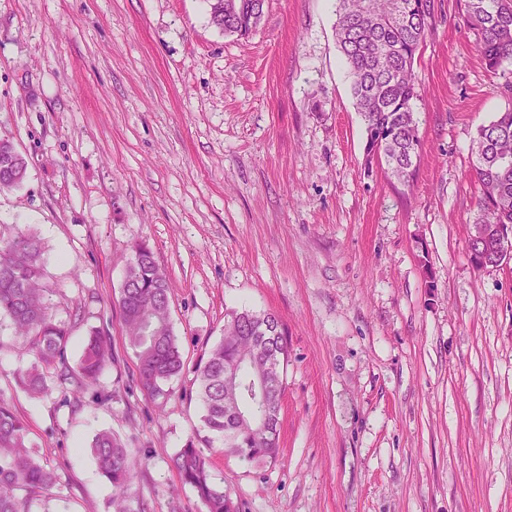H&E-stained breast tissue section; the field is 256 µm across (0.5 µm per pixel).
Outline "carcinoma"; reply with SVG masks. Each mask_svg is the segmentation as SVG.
Listing matches in <instances>:
<instances>
[{"instance_id": "carcinoma-1", "label": "carcinoma", "mask_w": 512, "mask_h": 512, "mask_svg": "<svg viewBox=\"0 0 512 512\" xmlns=\"http://www.w3.org/2000/svg\"><path fill=\"white\" fill-rule=\"evenodd\" d=\"M216 28L245 37L260 22L265 0H208ZM465 20L476 33L475 48L486 68L512 65V0H465ZM434 18L433 0H339L336 40L351 76V96L361 115L369 155L385 160L391 176L413 180L420 139L412 103L420 97L414 66ZM14 144L0 139V190L18 187L27 161ZM477 164L481 186L474 223L512 225V109L478 130ZM44 248L32 233L0 240V315L8 317L23 341L22 351L36 361L20 373L33 395L48 391L47 372L75 394L100 381L112 363L109 338L92 331L78 367L69 368L64 352L68 326L53 318L48 289L42 284ZM171 289L148 243L132 248L120 290V309L129 344L139 359V380L150 394L179 375L183 354L170 320ZM289 349L286 330L269 311H234L224 335L197 363L194 374L206 435L189 438L172 457L182 482L197 493L207 512H237L229 494L211 481L200 444L224 440V452L263 465L279 455V421L286 389ZM92 452L116 495L127 492L136 462L121 439L99 432ZM53 474L28 450L27 427L0 397V512H33V494L49 486ZM24 490L21 497L17 491Z\"/></svg>"}]
</instances>
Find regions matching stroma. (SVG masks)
Here are the masks:
<instances>
[{
	"instance_id": "35a3bbf8",
	"label": "stroma",
	"mask_w": 512,
	"mask_h": 512,
	"mask_svg": "<svg viewBox=\"0 0 512 512\" xmlns=\"http://www.w3.org/2000/svg\"><path fill=\"white\" fill-rule=\"evenodd\" d=\"M463 5L434 2L404 184L365 163L338 0H266L245 38L205 0H0V139L28 162L0 237L41 239L68 367L90 329L112 342L99 384L35 398L0 318V396L54 475L40 512H206L170 459L201 427L194 368L244 307L279 315L290 357L277 460L205 451L238 512H512V262L468 258L473 141L512 108V65L486 69ZM142 240L186 362L158 396L119 307ZM103 429L138 462L118 505Z\"/></svg>"
}]
</instances>
